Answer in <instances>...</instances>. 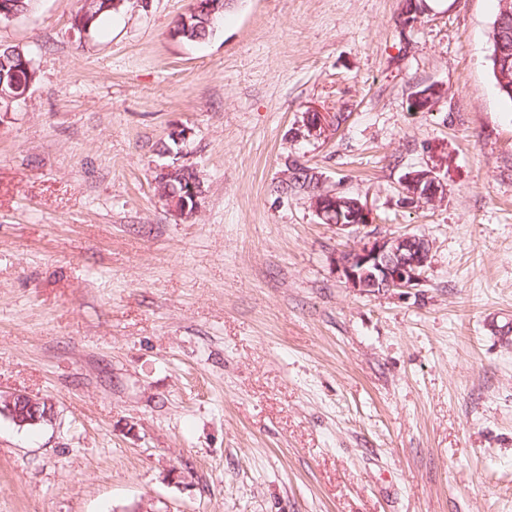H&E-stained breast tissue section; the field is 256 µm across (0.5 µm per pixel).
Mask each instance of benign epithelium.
<instances>
[{
	"label": "benign epithelium",
	"mask_w": 512,
	"mask_h": 512,
	"mask_svg": "<svg viewBox=\"0 0 512 512\" xmlns=\"http://www.w3.org/2000/svg\"><path fill=\"white\" fill-rule=\"evenodd\" d=\"M441 94L442 88L435 85L414 94L412 109L417 112L428 110ZM402 194L411 203L434 204L445 198L447 188L433 171L423 169L404 178ZM309 203L323 223L332 224L341 231L357 233L372 223L369 210L357 198H341L338 193L322 188ZM430 251V242L423 236H370L368 241L343 251L337 257L336 267L351 287L362 292H404L423 281ZM0 415L19 425H36L53 419L54 410L44 400L24 393H11L0 395Z\"/></svg>",
	"instance_id": "obj_1"
}]
</instances>
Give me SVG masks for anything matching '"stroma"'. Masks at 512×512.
Masks as SVG:
<instances>
[{
	"mask_svg": "<svg viewBox=\"0 0 512 512\" xmlns=\"http://www.w3.org/2000/svg\"><path fill=\"white\" fill-rule=\"evenodd\" d=\"M79 0L0 22L38 78L0 115V512H512V104L498 0ZM444 93L410 108L429 85ZM340 118L336 131L308 115ZM204 194L172 212L171 131ZM429 238L421 285L364 293L350 237L277 186L287 165ZM436 172L434 206L404 177ZM121 1L124 0H112V2H106L105 7L109 5L112 6L108 10H103V3L97 2L96 0H83L84 3L80 7V10L75 16L73 28L76 29L77 32L82 34V30L75 27V21L79 17L76 21V25L82 28L84 22L82 21L80 15L82 13V18L85 19L84 27L86 29V33L95 30L104 19L111 17L112 14L117 13L120 10V8L123 6V3ZM213 1L218 2H211L210 4L209 8L212 11V18L210 17V13L206 10L207 2L205 0H199V2L195 4L193 14L188 16L190 18L189 27L187 28L186 25H183V35L181 37L188 41L199 42L206 40L213 34L215 24L224 15V13L221 12L213 16L214 11L222 9L220 6L222 2L220 0ZM402 194L411 203L434 204L445 198L447 188L432 170L423 169L404 178ZM0 415L6 416L19 425L36 426L54 417L52 405L44 400L34 399L24 393L0 395Z\"/></svg>",
	"mask_w": 512,
	"mask_h": 512,
	"instance_id": "1",
	"label": "stroma"
}]
</instances>
